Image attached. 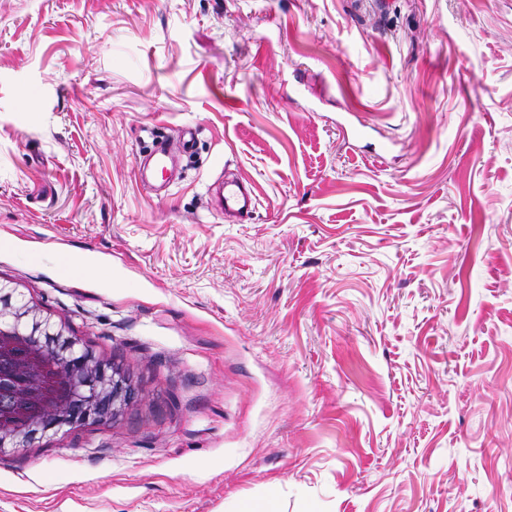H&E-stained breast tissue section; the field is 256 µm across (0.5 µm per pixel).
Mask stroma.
Instances as JSON below:
<instances>
[{"label": "stroma", "mask_w": 512, "mask_h": 512, "mask_svg": "<svg viewBox=\"0 0 512 512\" xmlns=\"http://www.w3.org/2000/svg\"><path fill=\"white\" fill-rule=\"evenodd\" d=\"M0 279L143 391L0 512H512V0H0ZM216 196L224 218H234L241 221L249 217L254 207V191L250 185L237 179H227L224 186L216 189ZM89 273L88 266L75 260L69 252H62L57 258V275L63 279H77Z\"/></svg>", "instance_id": "1"}]
</instances>
